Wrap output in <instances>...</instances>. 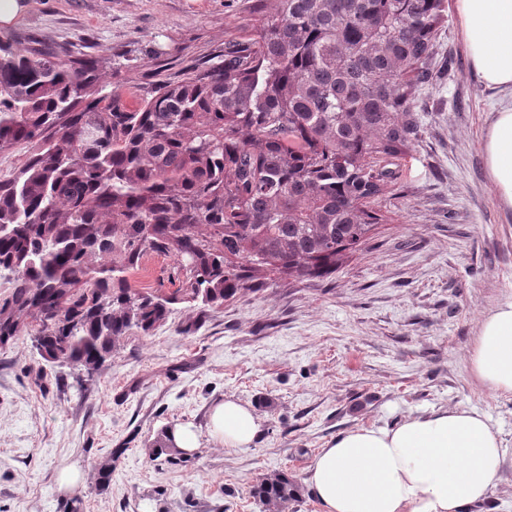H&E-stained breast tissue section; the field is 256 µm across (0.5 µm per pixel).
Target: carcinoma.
Instances as JSON below:
<instances>
[{"label": "carcinoma", "instance_id": "carcinoma-1", "mask_svg": "<svg viewBox=\"0 0 512 512\" xmlns=\"http://www.w3.org/2000/svg\"><path fill=\"white\" fill-rule=\"evenodd\" d=\"M443 0H275L219 54L137 88L102 93L99 57L42 35L0 36V349L27 330L53 365L92 377L126 333L181 303L222 306L273 273L330 278L381 216L373 207L421 138L413 89L431 75ZM150 254L182 285L135 288ZM156 457L182 461L168 430ZM284 512L283 471L253 487Z\"/></svg>", "mask_w": 512, "mask_h": 512}]
</instances>
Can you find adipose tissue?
I'll return each instance as SVG.
<instances>
[{
	"mask_svg": "<svg viewBox=\"0 0 512 512\" xmlns=\"http://www.w3.org/2000/svg\"><path fill=\"white\" fill-rule=\"evenodd\" d=\"M472 67L489 87L512 93V0H455ZM488 180L512 212V102L492 112L483 135ZM472 378L512 395V296L482 312L467 352ZM255 411L228 398L211 415L210 434L228 448L250 447ZM503 440L477 409L451 407L333 438L305 483L323 512H468L490 494Z\"/></svg>",
	"mask_w": 512,
	"mask_h": 512,
	"instance_id": "obj_1",
	"label": "adipose tissue"
}]
</instances>
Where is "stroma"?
I'll list each match as a JSON object with an SVG mask.
<instances>
[{
	"mask_svg": "<svg viewBox=\"0 0 512 512\" xmlns=\"http://www.w3.org/2000/svg\"><path fill=\"white\" fill-rule=\"evenodd\" d=\"M29 0L11 26L87 46L104 91L155 79L223 50L272 14L274 0ZM435 45L437 74L415 104L422 135L375 207L366 248L311 286L272 276L219 307L176 305L151 334L130 330L94 374L49 367L26 336L0 349V512H262L252 487L274 470L304 481L340 432L410 414L484 411L506 446L496 485L469 512H512V397L478 385L467 351L482 310L512 296V213L497 205L482 150L502 95L482 84L459 36L454 0ZM136 288L179 287L172 256H146ZM251 406L260 432L241 450L209 434L212 407ZM192 425L187 462L152 460L165 428ZM111 466L100 485L98 474ZM82 483L58 486L63 467Z\"/></svg>",
	"mask_w": 512,
	"mask_h": 512,
	"instance_id": "obj_1",
	"label": "stroma"
}]
</instances>
